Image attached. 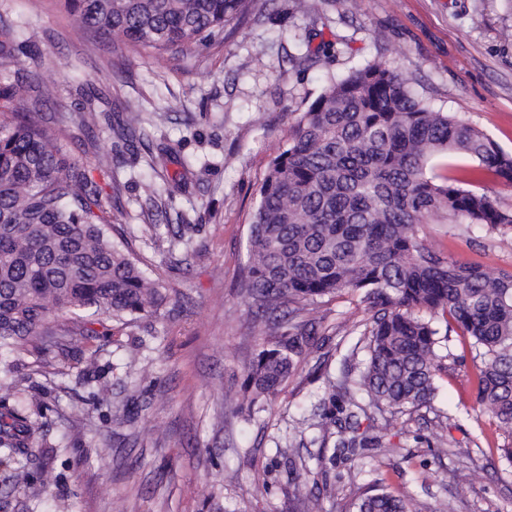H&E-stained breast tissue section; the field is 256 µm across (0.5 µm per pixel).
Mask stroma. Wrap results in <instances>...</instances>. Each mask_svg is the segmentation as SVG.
Returning <instances> with one entry per match:
<instances>
[{"instance_id": "obj_1", "label": "stroma", "mask_w": 512, "mask_h": 512, "mask_svg": "<svg viewBox=\"0 0 512 512\" xmlns=\"http://www.w3.org/2000/svg\"><path fill=\"white\" fill-rule=\"evenodd\" d=\"M259 22L227 25L212 46L158 56L78 30L57 0H0L41 55L39 77L69 110L99 91L120 114L139 113L148 146L114 139L104 125L79 133L74 159L112 157L119 193L105 201L113 231L129 238L142 268L171 296L160 318L98 326L88 349L98 369L79 379L74 351H27L0 396L22 391L39 422L32 448L49 453L55 478L29 488L25 468L0 466V512H299L289 459L307 455L301 422L337 377L339 332L367 318L358 295L309 306L317 350L248 417L245 366L270 333L240 288L256 187L288 137L290 113L331 78L376 57L396 61L416 94L466 119L512 152V0H261ZM168 121L154 114L168 103ZM157 156L177 180L154 228L141 214ZM433 251L488 269L512 267V231L472 224L423 225ZM436 378L431 408L374 426L393 453L364 458L324 449L333 496L323 512H348L368 486L406 497L412 512H512V466L490 469L473 442L507 443L474 407L472 357L458 341ZM108 387V402L92 395ZM110 446L108 458L98 450ZM469 486L466 498L456 488Z\"/></svg>"}]
</instances>
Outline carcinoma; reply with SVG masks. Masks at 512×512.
I'll list each match as a JSON object with an SVG mask.
<instances>
[{
    "instance_id": "carcinoma-1",
    "label": "carcinoma",
    "mask_w": 512,
    "mask_h": 512,
    "mask_svg": "<svg viewBox=\"0 0 512 512\" xmlns=\"http://www.w3.org/2000/svg\"><path fill=\"white\" fill-rule=\"evenodd\" d=\"M256 0H63L73 22L104 38L123 39L154 54L207 47L231 22L250 19ZM0 374L14 372L30 344L44 354L66 336H91L88 324L122 325L159 316L168 295L145 275L128 245L115 242L92 170L70 158L49 125L52 94L37 82L42 57L20 51L19 26L0 16ZM57 104V123L89 128L104 122L125 141L143 136L135 114ZM448 174L433 172L435 156ZM148 166L153 222L165 209L168 175ZM512 182V153L479 128L434 110L395 63L374 58L334 78L300 111L288 139L257 189L243 288L269 315L277 341L259 346L244 371L243 393L254 415L280 391L313 345L304 306L342 292L360 297L371 317L355 325L366 359L358 371L343 359L319 403V436L337 448L387 447L368 436V410L402 416L431 406L441 370L438 350L455 333L476 352L475 405L512 434V268L488 273L477 261L430 251L420 226L435 218L512 229V212L475 191ZM34 423L26 399L0 397V448L5 462L29 460ZM310 454L290 464L293 499L319 512L310 486ZM353 512H411L384 489L365 492Z\"/></svg>"
}]
</instances>
